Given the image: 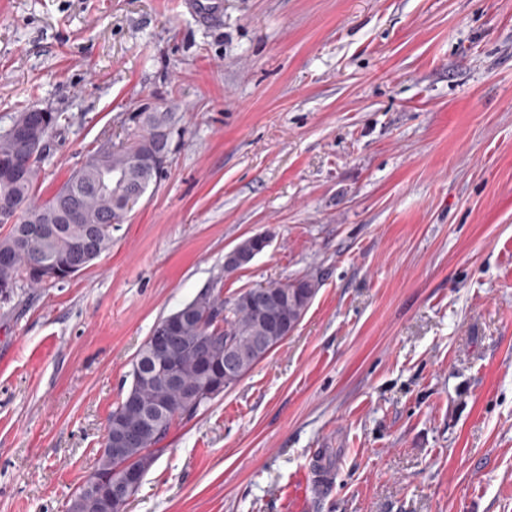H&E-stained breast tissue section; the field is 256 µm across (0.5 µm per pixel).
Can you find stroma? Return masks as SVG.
I'll use <instances>...</instances> for the list:
<instances>
[{"instance_id":"stroma-1","label":"stroma","mask_w":512,"mask_h":512,"mask_svg":"<svg viewBox=\"0 0 512 512\" xmlns=\"http://www.w3.org/2000/svg\"><path fill=\"white\" fill-rule=\"evenodd\" d=\"M146 104L181 134L111 249L0 303V512H66L162 317L302 275L127 512H284L324 448L311 512H512V0H0V133L63 117L40 197ZM29 112H44V115L40 118V121H39L40 129H39V136H38L37 142L40 144L43 142H47V144L48 143L50 144V140L52 139V137L58 130L59 120L61 118V115L59 113L48 112L43 109H33V110H30ZM29 112H20L19 115H17L16 118L14 119L12 125L20 124L21 122H24L27 119H29L30 118Z\"/></svg>"}]
</instances>
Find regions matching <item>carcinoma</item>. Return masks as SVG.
<instances>
[{
	"instance_id": "carcinoma-1",
	"label": "carcinoma",
	"mask_w": 512,
	"mask_h": 512,
	"mask_svg": "<svg viewBox=\"0 0 512 512\" xmlns=\"http://www.w3.org/2000/svg\"><path fill=\"white\" fill-rule=\"evenodd\" d=\"M61 115L40 118L38 143L50 142ZM127 142H105L52 195L36 196L45 151L26 148L9 133L0 135V224L10 225L0 237V302L5 303L25 284H44L39 271L48 266L54 280L66 281L78 263L89 268L112 245V231L129 215L126 196L146 191L162 171L140 162L143 155L169 153L177 132L171 108L132 112L124 123ZM73 200L81 209L76 222L62 219L60 203ZM100 227L96 236L91 229ZM273 295L259 297L246 288L230 298L199 293L160 323H169L172 342L164 353L145 341L130 371L131 384L110 412L105 436L123 430L135 435L124 460L145 475L163 452L162 443L179 420L196 416L201 407L235 386L280 345L307 313L319 281L301 276L285 283H269ZM122 460V461H124ZM122 461L103 443L97 451L93 475L97 483L79 486L67 512H120L112 507V491L121 484Z\"/></svg>"
}]
</instances>
